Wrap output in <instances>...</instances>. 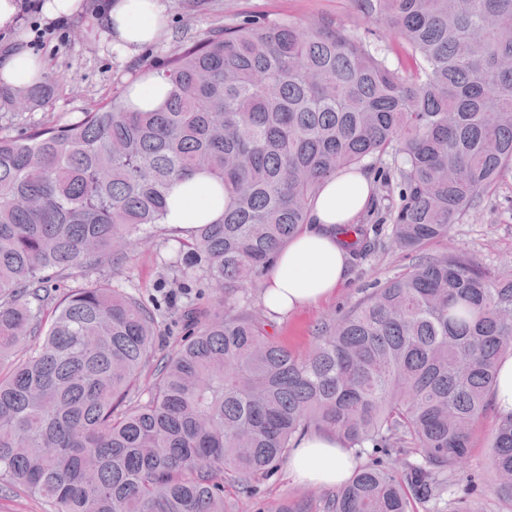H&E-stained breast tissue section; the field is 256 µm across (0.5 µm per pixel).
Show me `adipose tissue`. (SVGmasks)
<instances>
[{"label": "adipose tissue", "mask_w": 512, "mask_h": 512, "mask_svg": "<svg viewBox=\"0 0 512 512\" xmlns=\"http://www.w3.org/2000/svg\"><path fill=\"white\" fill-rule=\"evenodd\" d=\"M100 18L116 47L129 52L155 42L167 23L159 0H105ZM44 73V62L24 50L0 59V87L23 90ZM373 197V180L362 168L325 180L308 223L280 250L269 269L262 295L269 311L289 312L334 295L346 279L348 265L339 229L357 223ZM225 199L217 180L194 173L172 185L164 222L186 231L216 221L224 212ZM288 465L291 475L301 482L335 486L352 475L355 458L336 436L316 434L302 439Z\"/></svg>", "instance_id": "obj_1"}]
</instances>
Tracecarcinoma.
<instances>
[{
    "mask_svg": "<svg viewBox=\"0 0 512 512\" xmlns=\"http://www.w3.org/2000/svg\"><path fill=\"white\" fill-rule=\"evenodd\" d=\"M348 28L242 19L188 43L158 76L164 103L115 96L73 121L0 135V493L52 512H231L303 436L336 434L365 462L324 512L436 504L512 353V272L442 253L376 289L300 355L246 295L307 223L322 182L394 158L392 236L448 237L512 170V0H355ZM405 43L393 67L368 24ZM48 104L35 87L14 106ZM226 190L167 265L195 300L149 307L98 276L163 225L171 185ZM379 225L354 228L359 252ZM51 321H44L45 311ZM178 331L157 355L161 326ZM491 466L512 506V412Z\"/></svg>",
    "mask_w": 512,
    "mask_h": 512,
    "instance_id": "carcinoma-1",
    "label": "carcinoma"
}]
</instances>
